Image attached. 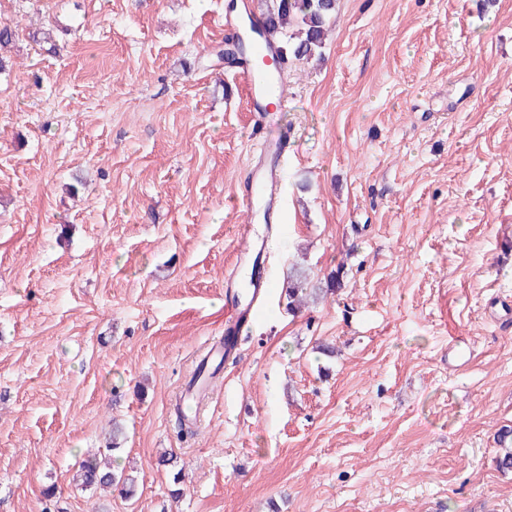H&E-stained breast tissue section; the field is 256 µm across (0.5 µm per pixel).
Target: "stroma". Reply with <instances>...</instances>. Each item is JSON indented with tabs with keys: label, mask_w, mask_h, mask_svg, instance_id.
I'll return each mask as SVG.
<instances>
[{
	"label": "stroma",
	"mask_w": 512,
	"mask_h": 512,
	"mask_svg": "<svg viewBox=\"0 0 512 512\" xmlns=\"http://www.w3.org/2000/svg\"><path fill=\"white\" fill-rule=\"evenodd\" d=\"M252 3L0 0V512H512V0H338L266 118L294 147L259 258L221 55ZM255 265L265 315L180 435ZM295 265L340 286L290 312ZM116 423L130 499L72 482Z\"/></svg>",
	"instance_id": "1"
}]
</instances>
